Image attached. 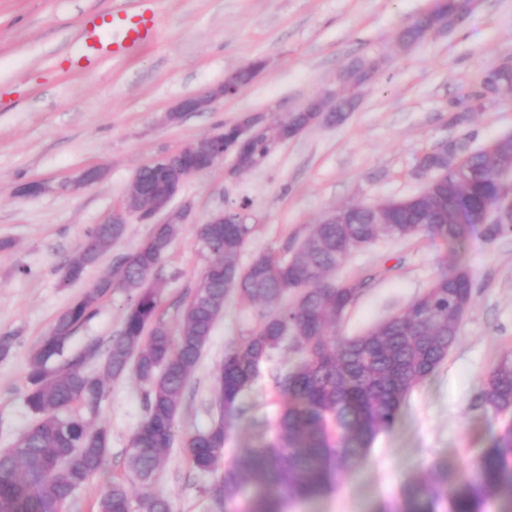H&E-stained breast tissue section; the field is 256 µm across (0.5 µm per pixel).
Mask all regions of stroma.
Here are the masks:
<instances>
[{
  "mask_svg": "<svg viewBox=\"0 0 512 512\" xmlns=\"http://www.w3.org/2000/svg\"><path fill=\"white\" fill-rule=\"evenodd\" d=\"M434 0H157L152 45L86 72L69 68L76 27L84 17L109 15L119 0H0V335L15 336L0 358V447L33 421L25 403L30 350L56 318L152 230L132 222L121 242L83 277L61 287L83 232L122 204L139 167L236 123L248 111L284 119L328 92L345 95L347 73L370 70L341 123H320L279 144L255 168L230 175L231 159L186 181L173 208L188 207L183 234L171 245L160 275L161 309L174 319L194 288L207 253L193 231L213 211L247 203L252 235L241 255H284L332 208L373 205L420 191L416 159L444 141L468 150L512 134V100L488 99L473 109L461 93L481 72L512 64V0H473L470 12L420 42L397 36ZM263 61L264 67L230 98L171 124L175 102L222 83ZM99 167L98 182L73 187L83 170ZM46 183L26 197L28 181ZM475 283L461 334L443 365L409 395L394 425L327 491L282 504L280 512H398L405 491L436 467L456 472L492 444L503 421L476 409L497 361L512 353V235L487 241L474 230L459 254L425 233L378 239L341 264L336 280L366 286L336 328L356 336L401 311L455 260ZM27 274H20L18 266ZM129 293L113 289L98 314L68 344L80 351L108 344L122 327ZM260 309L228 299L182 398L167 463L154 481L172 512H220L203 486L212 473L193 469L184 442L209 428L214 375L224 351L254 328ZM246 413L231 422L224 449L232 458L254 443V420L273 428L281 399L262 378L243 396ZM143 417L133 375L111 381L98 420L112 442L103 474L90 480L64 512H95L112 477L127 471L128 437Z\"/></svg>",
  "mask_w": 512,
  "mask_h": 512,
  "instance_id": "35a3bbf8",
  "label": "stroma"
}]
</instances>
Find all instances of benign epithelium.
<instances>
[{
	"mask_svg": "<svg viewBox=\"0 0 512 512\" xmlns=\"http://www.w3.org/2000/svg\"><path fill=\"white\" fill-rule=\"evenodd\" d=\"M241 86L242 82L238 80L237 74L234 73L226 78L222 84L177 101L167 110L166 121L176 123L188 112L208 111L216 101L235 95ZM233 127L235 128L239 154L241 155L245 154L249 144L264 132L270 133V149L273 150L278 144L297 136L304 130V127L293 126L288 122L281 124L276 129L273 124L268 122L264 114L253 111L244 114L237 123L233 124ZM175 156L203 158L211 166H216L224 161V131L219 130L203 136L172 155L164 154L153 158L152 162L160 163L167 168L170 160ZM193 176H195V173L187 168L169 171L166 180L146 190V206L143 208L133 205L131 195L141 196L138 178H133L123 204L112 209V212L105 217L104 222L108 224H128L131 218L135 216L145 224H152L154 219L160 216L162 217V220H160L162 224L184 223L189 212V206L185 205L175 211L170 209V206L181 193L185 182ZM244 221L245 215L241 211L224 209L210 213L205 219L207 224H242Z\"/></svg>",
	"mask_w": 512,
	"mask_h": 512,
	"instance_id": "benign-epithelium-1",
	"label": "benign epithelium"
}]
</instances>
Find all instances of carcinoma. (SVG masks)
<instances>
[{"mask_svg": "<svg viewBox=\"0 0 512 512\" xmlns=\"http://www.w3.org/2000/svg\"><path fill=\"white\" fill-rule=\"evenodd\" d=\"M465 9L466 0H444L405 26L400 40L416 43L446 14ZM422 166L435 171L433 181L408 198L385 201L387 223H372V208L354 205L352 223L314 225L301 241L285 247L289 256L279 260L257 253L249 267L241 265L249 224L196 225L210 258L174 326L160 313L164 282L154 271L183 225H155L154 242L143 240L124 258L121 276L114 282L105 276L87 289L31 349L25 402L34 420L0 448V512H60L77 490L104 472L111 432L92 425L90 417L107 399L106 379L129 372L143 386L144 415L127 449L131 482L141 492L135 496L126 482L114 480L100 497L98 512H170L169 500L151 485L164 466L182 394L224 314L230 288L241 301L263 307L261 320L243 342L224 351L214 379L218 418L208 430L186 439V456L200 472L218 469L228 420L239 411L243 392L266 375L283 397L272 439L242 449L205 493L227 506L256 482L264 493L251 512H276L275 506L286 500L328 488L392 427L413 389L442 365L473 298L470 270L458 266L394 317L358 336L338 339L333 330L356 299H343L348 283L331 275L352 253L353 243L404 240L426 232L456 250L476 226L483 227L488 241L512 233V215L489 216L490 205L509 188L512 135L461 161L426 153ZM125 231L124 224L90 227L61 287L81 279ZM108 283L131 292L119 335L103 353L90 343L55 364L74 333L97 314ZM288 341L299 362L283 371L276 355ZM96 360L102 364L99 373L88 370ZM480 401L497 417L512 416L511 353L489 373ZM458 482L448 489L447 476L437 469L428 481L409 488L407 498L424 497L432 506L447 500L450 512H481L501 500L512 504V425L495 436L479 464L461 466Z\"/></svg>", "mask_w": 512, "mask_h": 512, "instance_id": "1", "label": "carcinoma"}]
</instances>
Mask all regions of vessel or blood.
<instances>
[{
	"instance_id": "vessel-or-blood-1",
	"label": "vessel or blood",
	"mask_w": 512,
	"mask_h": 512,
	"mask_svg": "<svg viewBox=\"0 0 512 512\" xmlns=\"http://www.w3.org/2000/svg\"><path fill=\"white\" fill-rule=\"evenodd\" d=\"M152 3L153 0H134L133 10L113 15L112 38L108 41L99 36L102 18H86L74 38L72 65L84 71L98 64L103 57L124 58L135 49L152 44L157 35V20Z\"/></svg>"
}]
</instances>
